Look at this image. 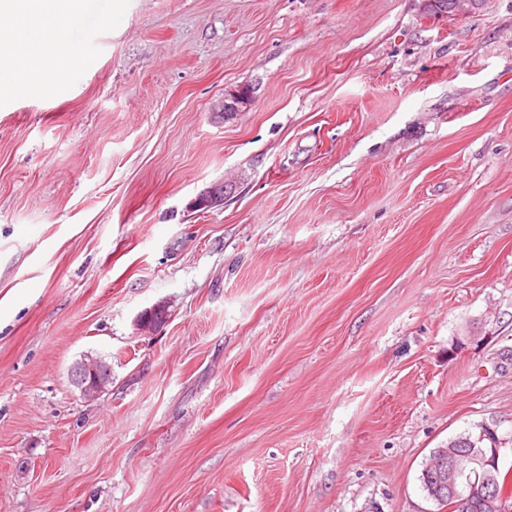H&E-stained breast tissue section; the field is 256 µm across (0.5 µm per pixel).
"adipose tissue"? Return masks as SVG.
<instances>
[{
    "instance_id": "obj_1",
    "label": "adipose tissue",
    "mask_w": 512,
    "mask_h": 512,
    "mask_svg": "<svg viewBox=\"0 0 512 512\" xmlns=\"http://www.w3.org/2000/svg\"><path fill=\"white\" fill-rule=\"evenodd\" d=\"M1 1L16 17L9 32L14 44L13 84L25 93L40 92L43 77L69 67L77 57L61 33L73 21L81 0Z\"/></svg>"
}]
</instances>
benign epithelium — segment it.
I'll return each mask as SVG.
<instances>
[{
	"label": "benign epithelium",
	"mask_w": 512,
	"mask_h": 512,
	"mask_svg": "<svg viewBox=\"0 0 512 512\" xmlns=\"http://www.w3.org/2000/svg\"><path fill=\"white\" fill-rule=\"evenodd\" d=\"M251 102V90L241 87L224 97L219 112L230 117L247 109ZM223 204L224 185L216 184L199 195L195 207L205 210ZM165 319L166 307L158 303L139 315L137 326L149 331ZM71 381L83 396L93 397L111 383L112 367L100 356L86 355L73 365ZM511 442L499 436L496 427L481 424L471 439L452 440L434 449L425 467L427 478L435 484L428 498L440 506L448 499L455 508L479 503L484 512H512L507 506L509 496L497 489L502 458Z\"/></svg>",
	"instance_id": "benign-epithelium-1"
}]
</instances>
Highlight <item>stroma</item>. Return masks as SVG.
Instances as JSON below:
<instances>
[{"mask_svg":"<svg viewBox=\"0 0 512 512\" xmlns=\"http://www.w3.org/2000/svg\"><path fill=\"white\" fill-rule=\"evenodd\" d=\"M64 38L41 94L0 78V512H437L430 452L512 437V0H104ZM252 102V92L249 88L241 87L228 93L220 105L219 112L227 118L237 112L247 109ZM71 381L84 397H93L111 383L112 367L100 356L84 355L73 365Z\"/></svg>","mask_w":512,"mask_h":512,"instance_id":"1","label":"stroma"}]
</instances>
